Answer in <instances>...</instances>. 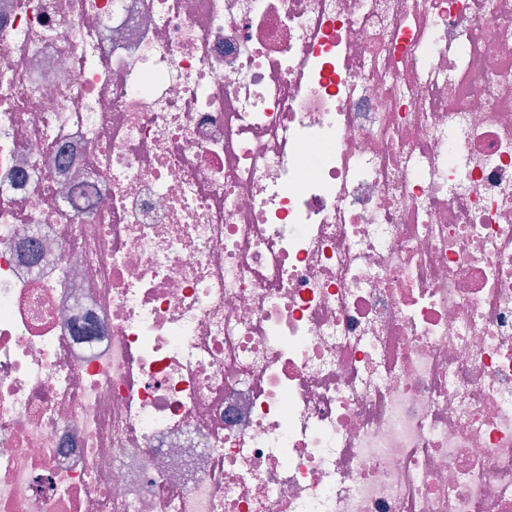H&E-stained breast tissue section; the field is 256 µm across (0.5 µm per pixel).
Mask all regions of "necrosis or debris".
<instances>
[{
  "instance_id": "1",
  "label": "necrosis or debris",
  "mask_w": 512,
  "mask_h": 512,
  "mask_svg": "<svg viewBox=\"0 0 512 512\" xmlns=\"http://www.w3.org/2000/svg\"><path fill=\"white\" fill-rule=\"evenodd\" d=\"M0 512H512V0H0Z\"/></svg>"
}]
</instances>
